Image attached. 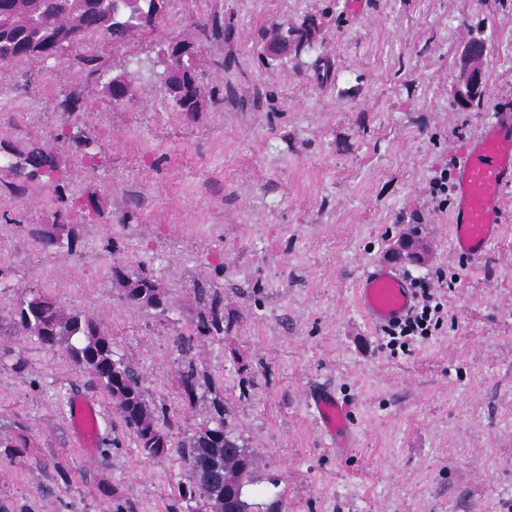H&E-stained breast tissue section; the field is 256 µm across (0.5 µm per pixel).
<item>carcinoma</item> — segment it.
<instances>
[{"label":"carcinoma","instance_id":"obj_1","mask_svg":"<svg viewBox=\"0 0 512 512\" xmlns=\"http://www.w3.org/2000/svg\"><path fill=\"white\" fill-rule=\"evenodd\" d=\"M167 0H0V67L25 60L65 61L68 52L81 45L91 34L106 36L114 46L130 38L155 30L165 16ZM317 31L312 26L290 27L274 24L264 39L261 54L270 60L287 55L299 58L313 50ZM192 45L175 44L156 55L161 67L159 79L163 102L179 112L192 115L204 110L205 87L202 71ZM88 75L103 84L110 101L123 105L132 100L133 73L109 72L100 56L80 57ZM81 144V160L94 170L98 152L95 139L63 127L49 139L26 151H6L7 160L0 174L9 178L5 186L15 195L27 185L42 183L53 187L57 198L71 202L83 213V221L91 224L99 216L93 194L65 199L56 162L59 143ZM29 235L49 253L72 251L75 241L73 225L56 219L51 224L28 229ZM427 252L424 243L413 234L398 239L390 255L401 263L419 265L420 255ZM108 276L122 290L124 304L146 308L166 319L172 309L169 296L152 276L126 265H112ZM199 305L193 334L176 336L183 351L191 349L193 336L224 339V289L216 281L204 280L193 288ZM12 334L30 338L49 350L60 348L69 363L89 378V385L102 391L112 407V423L120 425L132 438L139 454L147 460H160L170 453V431L181 427L163 406L148 400L138 364L115 357L112 338L100 323L82 311L68 312L49 294L39 291L24 293L9 312ZM214 395V412L209 420L187 437L181 448L189 467L188 484L179 486L186 512H255L243 496L250 485L259 457L239 444L224 417V395L221 387L201 374L193 365L179 374L178 392L193 402L199 390Z\"/></svg>","mask_w":512,"mask_h":512}]
</instances>
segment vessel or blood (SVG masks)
Here are the masks:
<instances>
[{
  "instance_id": "b4317fda",
  "label": "vessel or blood",
  "mask_w": 512,
  "mask_h": 512,
  "mask_svg": "<svg viewBox=\"0 0 512 512\" xmlns=\"http://www.w3.org/2000/svg\"><path fill=\"white\" fill-rule=\"evenodd\" d=\"M512 186V112H500L460 155L453 170L454 207L451 236L455 249L478 260L500 229V201ZM357 303L369 323L385 328L401 321L415 303V292L404 274L391 265H375L361 276ZM318 427L337 454L351 443V409L332 391L316 388L309 395ZM100 413L95 399L77 395L69 404V425L78 445L95 451L98 433L90 423Z\"/></svg>"
}]
</instances>
